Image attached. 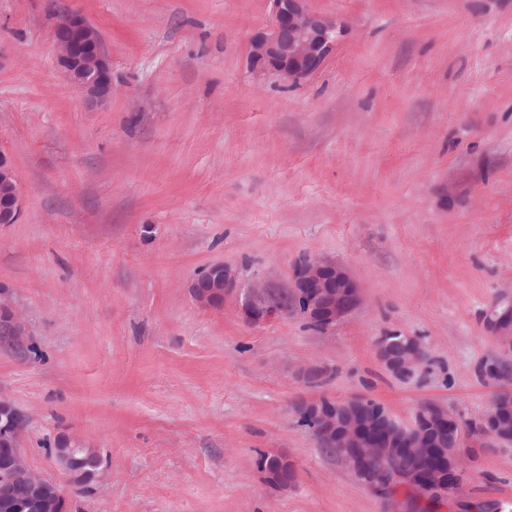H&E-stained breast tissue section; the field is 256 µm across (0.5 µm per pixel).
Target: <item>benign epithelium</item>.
<instances>
[{"instance_id": "1", "label": "benign epithelium", "mask_w": 512, "mask_h": 512, "mask_svg": "<svg viewBox=\"0 0 512 512\" xmlns=\"http://www.w3.org/2000/svg\"><path fill=\"white\" fill-rule=\"evenodd\" d=\"M269 27L254 31L249 39L248 64L251 69L273 72L282 79L297 83L308 78L322 66L335 41L337 23L334 19L311 11L307 0H270ZM56 61L68 82L90 104L104 105L112 97V59L100 30L78 12L59 14L53 35ZM21 204L20 189L11 157L0 150V224L16 223ZM238 281L235 269L224 264L212 266L193 281L190 292L203 306L224 302ZM289 292L300 303L299 310L310 323L325 328L342 321L362 302L357 283L341 265L318 260H305L293 274ZM269 290L257 287L246 301L243 311L253 322L265 321L280 313L268 303ZM492 330L501 350L512 354V321L508 313L495 315ZM0 334L10 342L21 343L26 328L8 299V291L0 289ZM377 357L384 369L394 377L410 378L425 365L428 355L418 338L407 342L381 340L376 345ZM297 414L309 413L315 421V437L322 448L337 450L340 460L351 476L379 497L387 512H419L429 505L448 499V490L458 480L459 469L431 476L417 473L403 476L414 487L403 486L404 492L387 484L374 483L373 461L391 457L400 448L421 458L434 451L433 433L448 427L455 437L450 454L459 452L462 440L459 420L444 407L432 404L424 411L423 420L404 426L387 417V437L380 440L374 430L380 418L373 415L359 397L338 400L324 406L317 400L297 405ZM25 420L13 401L0 392V512H65L66 504L59 484L31 466L12 436L18 422ZM485 435L498 441L508 434L506 426L490 411L483 420ZM83 446L61 440L55 455L63 474L72 481L88 483L99 480L103 473L97 458L78 457ZM279 466L262 471L266 484L279 490L290 486L284 470L293 468L284 455L277 456Z\"/></svg>"}]
</instances>
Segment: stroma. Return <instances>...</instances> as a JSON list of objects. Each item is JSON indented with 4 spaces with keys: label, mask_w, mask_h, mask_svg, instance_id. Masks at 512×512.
<instances>
[{
    "label": "stroma",
    "mask_w": 512,
    "mask_h": 512,
    "mask_svg": "<svg viewBox=\"0 0 512 512\" xmlns=\"http://www.w3.org/2000/svg\"><path fill=\"white\" fill-rule=\"evenodd\" d=\"M343 33L284 82L247 63L268 0H0V149L21 189L0 224V289L26 324L0 341L19 445L68 512H384L298 423L299 401L365 396L397 421L435 403L463 429L461 485L437 512L512 503V443L471 435L512 368L487 320L512 306V0H308ZM112 58L92 106L53 52L59 11ZM344 266L362 302L318 330L262 322L301 259ZM237 288L203 308L216 264ZM421 337L409 380L377 342ZM309 367L325 368L319 378ZM96 449L104 478L61 480L53 448ZM291 460L266 485L260 454ZM238 281L235 269L224 264L212 266L203 276L193 281L190 292L194 301L203 307L222 304ZM269 293L268 289L261 287L252 290L243 308L247 319L253 322L265 321L282 311V309H277L268 303ZM258 459L259 470L264 465H275L278 459L279 466L277 468L272 470L266 469L261 472L262 478L266 484H273L279 490H285L288 488V486H290L292 480H289L287 477H285L284 470H291L293 465L286 456L279 455L276 457V455L271 454H260ZM288 476L291 478L295 477L294 470L288 471Z\"/></svg>",
    "instance_id": "1"
}]
</instances>
